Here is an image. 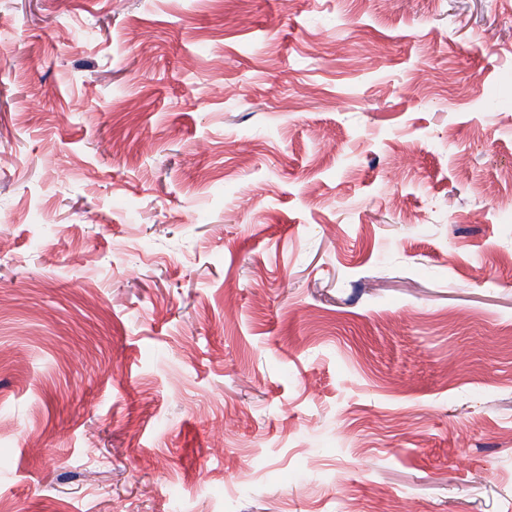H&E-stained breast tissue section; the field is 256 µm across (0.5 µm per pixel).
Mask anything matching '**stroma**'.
Returning <instances> with one entry per match:
<instances>
[{"mask_svg": "<svg viewBox=\"0 0 512 512\" xmlns=\"http://www.w3.org/2000/svg\"><path fill=\"white\" fill-rule=\"evenodd\" d=\"M508 168L512 0H0V512H512Z\"/></svg>", "mask_w": 512, "mask_h": 512, "instance_id": "obj_1", "label": "stroma"}]
</instances>
